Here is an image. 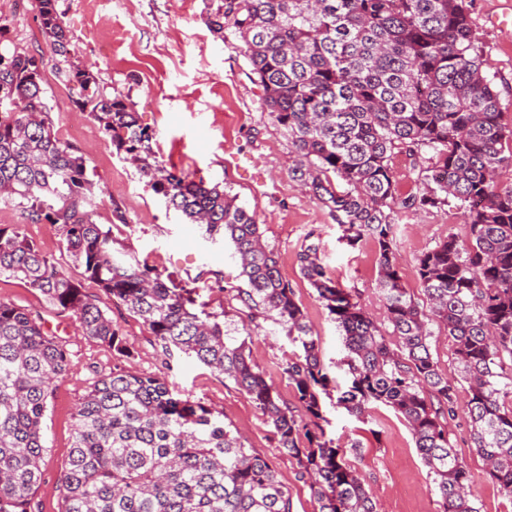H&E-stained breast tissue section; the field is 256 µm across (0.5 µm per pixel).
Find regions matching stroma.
I'll list each match as a JSON object with an SVG mask.
<instances>
[{"instance_id": "1", "label": "stroma", "mask_w": 512, "mask_h": 512, "mask_svg": "<svg viewBox=\"0 0 512 512\" xmlns=\"http://www.w3.org/2000/svg\"><path fill=\"white\" fill-rule=\"evenodd\" d=\"M475 36L490 61L488 75L500 95L501 122L512 128V0H467ZM212 0H57L56 8L70 30L67 57L53 55L36 19L34 0H0V49L40 55L42 86L53 108L54 130L64 135L81 129L71 148L87 161L95 223L110 226L114 250L192 288L207 311L221 315L228 335L247 339L257 364L271 377L284 403L303 414L292 386L279 366L294 347L282 327L262 321L249 333L245 312L227 291L242 288L240 262L229 242L210 243L198 225L169 209L141 179L135 166L116 152L99 123L78 111L62 72L66 67L93 71L108 92L132 103L142 126L154 135L153 148L163 166L191 178L222 183L239 205L254 213L265 242L279 257V268L293 288L319 338L320 359L330 379L321 397L323 427L340 445L357 441L346 458L362 477L379 512H438V496L415 447L412 434L394 410L373 405L361 423L338 405L349 384L342 331L302 277L297 255L306 238L320 245L328 276L382 326L384 308L378 289V262L372 240L349 246L335 212L318 203L293 174L296 153L283 126L269 116L263 91L235 38L219 39L207 26ZM390 166L399 197L425 190L421 155L395 154ZM393 237L404 287L418 303L426 296L417 275L418 261L448 236L467 241L468 227L456 205L395 209ZM24 225L45 252L62 251L60 231L27 222L10 204H0V225ZM0 300L39 313L62 341L69 370L60 379L44 421V464L36 493L39 512H58L60 475L71 449L73 415L94 382L116 362L111 351L90 342L78 321L52 311L43 295L19 281L0 277ZM107 314L126 337L132 355L125 367L160 377L182 399L200 401L223 411L224 422L239 431L246 445L267 458L288 487L294 512H316L305 480L288 455L280 453L265 416L236 384L194 359L165 355L147 327L125 305L109 302ZM448 438L460 462L471 472L480 512H512L486 473L484 460L471 446L467 417L457 412L447 421Z\"/></svg>"}]
</instances>
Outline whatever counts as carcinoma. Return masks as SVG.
Wrapping results in <instances>:
<instances>
[{
  "label": "carcinoma",
  "instance_id": "obj_1",
  "mask_svg": "<svg viewBox=\"0 0 512 512\" xmlns=\"http://www.w3.org/2000/svg\"><path fill=\"white\" fill-rule=\"evenodd\" d=\"M55 2L38 0L39 22L53 52L65 57L69 30ZM216 2L207 25L243 43L270 116L293 140V174L337 212L349 245L370 238L377 247L393 342L327 277L319 244L299 253L303 278L345 336L350 385L338 403L359 419L375 403L392 408L411 430L441 512H479L472 476L444 425L465 392L473 448L512 499V183L496 180L500 169L512 168V129L500 121L499 92L465 0ZM42 65L40 56L0 52V201L18 205L35 224L58 227L68 261L142 320L165 353L176 350L233 380L266 417L281 452L296 460L317 512H377L357 470L320 424L327 376L319 339L280 273L277 253L262 242L255 214L220 184L162 166L132 104L112 96L90 70L64 71L74 105L130 156L166 206L201 225L206 241L230 240L248 285L232 298L250 321L273 316L286 331L295 351L282 374L306 420L281 401L246 341L196 309L193 290L114 253L111 229L91 219L86 160L54 132ZM424 147L432 152L423 171L433 187L401 205L439 207L453 198L469 224L468 242L450 236L420 258L426 308L404 288L397 268L390 167L394 154ZM335 176L344 191H336ZM3 275L76 316L87 339L131 357L101 298L85 294L22 224L0 225ZM433 321L453 344L463 389L432 358ZM67 366L65 347L39 314L0 301V512H35L43 418ZM59 512H293V502L273 465L245 446L223 413L116 364L74 414Z\"/></svg>",
  "mask_w": 512,
  "mask_h": 512
}]
</instances>
